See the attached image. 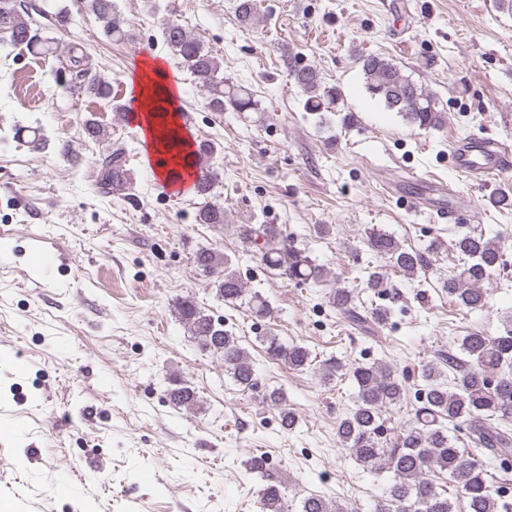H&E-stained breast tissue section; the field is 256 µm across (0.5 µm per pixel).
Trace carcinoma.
I'll list each match as a JSON object with an SVG mask.
<instances>
[{
    "label": "carcinoma",
    "instance_id": "1",
    "mask_svg": "<svg viewBox=\"0 0 512 512\" xmlns=\"http://www.w3.org/2000/svg\"><path fill=\"white\" fill-rule=\"evenodd\" d=\"M85 8L104 22L106 37L121 41L127 36L113 0H86ZM236 13L243 25H252L257 20L255 0H238ZM0 20L7 21L13 44L37 47L44 54L56 52L52 39L41 36L36 21L24 17L21 0H0ZM161 35L182 68L207 93V105L211 110L222 112L228 107L237 112L258 110L253 94L224 79V68L218 57L183 25L169 21L163 26ZM86 60L83 46L72 45L67 59L56 70L59 86L73 97L89 94L112 102L111 84L97 75H88ZM362 71L369 93L380 98L389 109L402 114L408 124L421 129L440 126L441 113L435 109L430 93L404 76L395 64L385 58L367 55L362 57ZM291 76L305 93L306 111L326 112L337 101L336 89L322 86L314 68H295ZM83 132L88 139L98 143L109 139L105 127L92 118L83 122ZM215 153L213 142H196L193 155L201 170L196 189L203 199L196 214L200 224L224 223V207L208 201L213 174L207 162ZM94 170L99 193L108 195L129 188L125 149L110 145L103 148L94 158ZM243 233L255 245L266 244L280 236L274 224L248 225ZM367 246L406 275H414L429 264L424 254L403 248L394 237L379 229L368 232ZM455 248L464 264L443 284L448 299L469 309L483 308L487 300L482 282L492 270L503 265L500 245L493 238L465 232L457 237ZM261 259L290 280L318 283L328 276L323 266L288 243L261 250ZM196 260L202 270L214 277L217 295L224 303L234 305L245 298L243 281L228 270L222 255L202 249ZM331 300L350 322L367 323L368 318L358 312L350 291L338 288L331 293ZM177 312L203 349L222 356L224 372L236 385L244 390L255 385L256 369L252 359L224 325L214 321L188 298L178 302ZM261 343L266 356L272 360H281L297 370L312 365L311 353L302 345L286 344L277 336H265ZM460 350L466 359L460 360L450 354L442 357V364H428L422 369L421 377L426 385L420 389L421 405L414 409L412 425L391 441L386 438L383 412L401 402L404 382L385 364L358 363L350 368L358 388L357 400L355 408L337 422L336 436L365 470L392 473L387 495L377 502L375 512H454L456 500L462 504V512L508 510V505L500 502L497 490L486 478L487 464L465 455L456 447L458 438L448 434V424L466 423L468 438L483 446L493 461L504 464L508 457H512V429L508 427L512 422V330L501 336L473 332L463 337ZM444 365L458 371L450 384L443 380ZM170 397L179 406L196 404L195 392L188 387L171 390ZM267 400L280 411L283 428L294 429L297 420L286 408L284 393L273 390ZM491 417L502 420L503 427L487 425ZM250 473L262 482L264 512H289L282 482L270 473L264 457L251 461ZM438 473L448 474L454 492L437 486L433 476ZM300 512H346V509L319 495H310L302 500Z\"/></svg>",
    "mask_w": 512,
    "mask_h": 512
}]
</instances>
